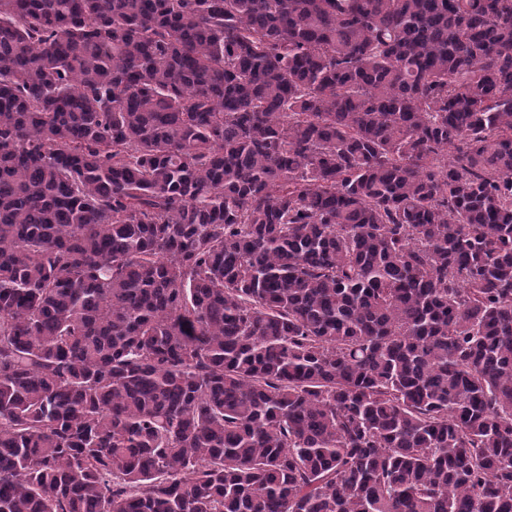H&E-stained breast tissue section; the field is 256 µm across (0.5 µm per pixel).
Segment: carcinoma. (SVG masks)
<instances>
[{
  "mask_svg": "<svg viewBox=\"0 0 512 512\" xmlns=\"http://www.w3.org/2000/svg\"><path fill=\"white\" fill-rule=\"evenodd\" d=\"M0 512H512V0H0Z\"/></svg>",
  "mask_w": 512,
  "mask_h": 512,
  "instance_id": "1",
  "label": "carcinoma"
}]
</instances>
